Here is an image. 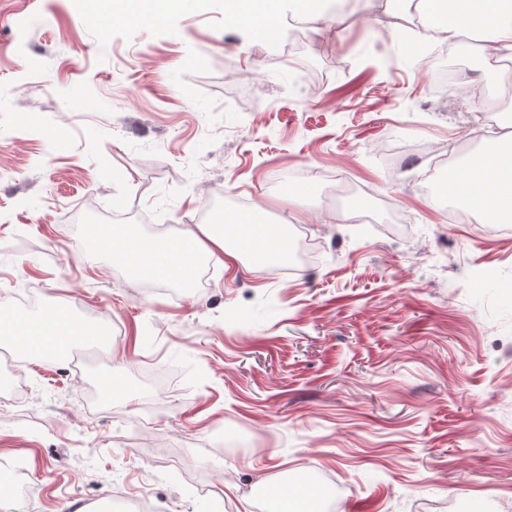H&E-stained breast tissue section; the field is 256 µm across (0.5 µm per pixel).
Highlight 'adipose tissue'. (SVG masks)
Returning <instances> with one entry per match:
<instances>
[{
    "label": "adipose tissue",
    "mask_w": 512,
    "mask_h": 512,
    "mask_svg": "<svg viewBox=\"0 0 512 512\" xmlns=\"http://www.w3.org/2000/svg\"><path fill=\"white\" fill-rule=\"evenodd\" d=\"M283 0H224V12L234 23L248 28L255 41L276 38ZM188 0H89L88 12L116 22L169 19L184 12ZM426 14L437 37L456 43L472 25L482 31L481 51L497 68L503 85H512V0H426ZM498 138L484 140L481 151L449 178L445 192L458 201L467 222L504 223L512 220V163L506 161ZM238 240L229 247L223 234L203 240L187 230L172 237H145L127 225H112L99 239V246L119 260L137 280L190 283L199 259L214 251L224 252L229 263L250 258L256 266L284 261L292 253L281 225L267 223L265 210L257 206L230 222ZM80 331L65 310L32 320L0 309V337L8 338L22 355L55 356L66 351Z\"/></svg>",
    "instance_id": "ef3b65f1"
}]
</instances>
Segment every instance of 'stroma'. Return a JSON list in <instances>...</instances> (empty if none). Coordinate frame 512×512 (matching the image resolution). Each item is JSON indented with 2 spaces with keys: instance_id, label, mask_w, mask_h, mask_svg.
I'll use <instances>...</instances> for the list:
<instances>
[{
  "instance_id": "obj_1",
  "label": "stroma",
  "mask_w": 512,
  "mask_h": 512,
  "mask_svg": "<svg viewBox=\"0 0 512 512\" xmlns=\"http://www.w3.org/2000/svg\"><path fill=\"white\" fill-rule=\"evenodd\" d=\"M366 5L292 49L285 30L255 46L223 0L127 24L90 22L85 0H0V302L30 288V318L118 323L98 371L138 395L107 406L86 397L97 379L21 359L29 400L0 402V474L23 465L41 498L13 512H110L117 491L154 512H258L262 476L329 477L334 512H512V234L449 222L376 151L480 142L489 103L435 97L429 59L357 74L399 27ZM327 174L346 203L320 192ZM381 200L405 223L370 218ZM255 205L314 242L284 281L218 263L205 294L172 300L93 245L111 210L150 236ZM176 355L190 368L173 385L142 384ZM207 434L250 446L192 444Z\"/></svg>"
}]
</instances>
